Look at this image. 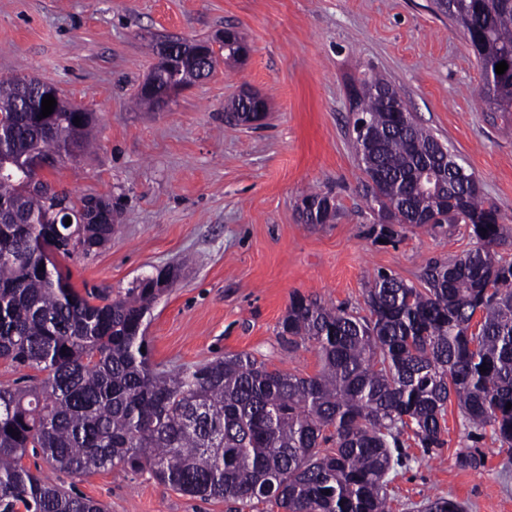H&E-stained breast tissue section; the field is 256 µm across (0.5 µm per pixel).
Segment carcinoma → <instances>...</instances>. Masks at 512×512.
I'll return each mask as SVG.
<instances>
[{
	"label": "carcinoma",
	"instance_id": "carcinoma-1",
	"mask_svg": "<svg viewBox=\"0 0 512 512\" xmlns=\"http://www.w3.org/2000/svg\"><path fill=\"white\" fill-rule=\"evenodd\" d=\"M446 16L468 35L485 101L512 112V76H495L496 64L512 58V0H452ZM184 65L178 57L158 69V86L174 84ZM360 89L358 114L374 141L356 149L382 231L424 217L431 228L467 225L478 246L430 263L422 288L377 271L365 315L293 295L280 336L290 346L312 343L320 362L303 376L248 353L154 368L142 352L143 321L164 289L147 277L123 296L80 292L57 266V256L72 254L60 233L79 230L74 243L86 251L112 236L110 224L54 228L56 200L75 214L95 201L103 219L109 204L50 196L37 181V160L71 159L91 146L94 113L60 99L47 126L34 107L53 84L0 81V163L15 170L0 177V359L44 373L29 385H0V512H104L33 473L24 464L30 451L75 476L146 470L185 495L233 501L236 512L257 502L282 512H388L387 476L402 435L412 431L426 452L442 447L448 403L470 433L489 429L512 450V260L498 251L512 226L474 176L454 178L430 130L392 111L401 98L393 84L375 76ZM427 167L447 175L432 194L415 190ZM334 212L327 195L302 199L307 224ZM45 262L48 272L39 270ZM424 510L463 506L439 497Z\"/></svg>",
	"mask_w": 512,
	"mask_h": 512
}]
</instances>
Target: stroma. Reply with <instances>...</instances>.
Instances as JSON below:
<instances>
[{"label": "stroma", "mask_w": 512, "mask_h": 512, "mask_svg": "<svg viewBox=\"0 0 512 512\" xmlns=\"http://www.w3.org/2000/svg\"><path fill=\"white\" fill-rule=\"evenodd\" d=\"M227 27L249 45L246 58L218 61L165 111L134 107L163 41L209 40ZM371 73L398 87L512 225V113L482 101L467 36L431 0H0V77L49 81L98 116L95 148L41 176L71 199L109 200L119 220L104 246L61 269L75 288L115 296L173 269L145 320L151 360L167 371L248 352L272 369L315 374L314 346L291 349L278 335L293 294L360 308L367 274L416 285L431 261L475 248L462 224L406 225L381 238L349 98ZM245 88L269 104L256 128L226 121ZM312 191L335 204L328 223L303 222ZM445 420L443 447L427 454L407 440L388 475L390 512L445 496L465 512H512V451L488 432L469 438L456 404ZM466 448L483 467L458 466ZM25 463L107 512H230L146 472L70 477L39 455Z\"/></svg>", "instance_id": "obj_1"}]
</instances>
